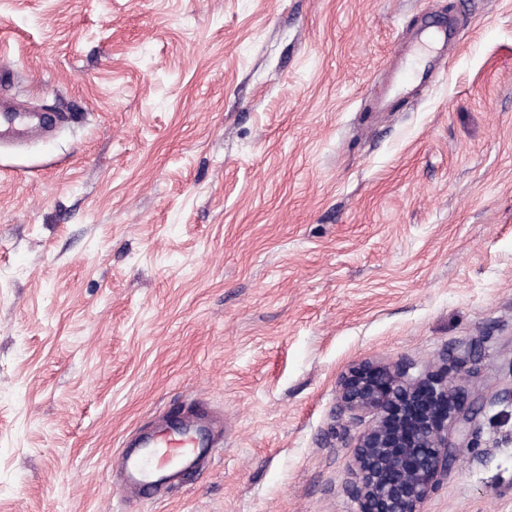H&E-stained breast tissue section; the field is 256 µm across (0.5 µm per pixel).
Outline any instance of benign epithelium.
<instances>
[{
  "instance_id": "1",
  "label": "benign epithelium",
  "mask_w": 512,
  "mask_h": 512,
  "mask_svg": "<svg viewBox=\"0 0 512 512\" xmlns=\"http://www.w3.org/2000/svg\"><path fill=\"white\" fill-rule=\"evenodd\" d=\"M413 364L363 363L339 382V411L373 423L354 445V480L347 487L360 512H420L455 460L456 427L467 444L472 405L448 376L412 373Z\"/></svg>"
}]
</instances>
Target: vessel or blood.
<instances>
[{"mask_svg": "<svg viewBox=\"0 0 512 512\" xmlns=\"http://www.w3.org/2000/svg\"><path fill=\"white\" fill-rule=\"evenodd\" d=\"M211 444L209 431L195 418L171 433L143 435L139 452L120 458L123 483L126 489L155 494L171 489L194 471L197 458Z\"/></svg>", "mask_w": 512, "mask_h": 512, "instance_id": "1", "label": "vessel or blood"}]
</instances>
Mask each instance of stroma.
Instances as JSON below:
<instances>
[{
	"label": "stroma",
	"instance_id": "stroma-1",
	"mask_svg": "<svg viewBox=\"0 0 512 512\" xmlns=\"http://www.w3.org/2000/svg\"><path fill=\"white\" fill-rule=\"evenodd\" d=\"M10 103L56 125L0 118V512H358L339 381L399 361L475 408L421 512H512V0H0ZM200 420L188 419L173 433L143 435L139 452L120 457L119 470L126 489L159 494L193 472L197 458L212 444Z\"/></svg>",
	"mask_w": 512,
	"mask_h": 512
}]
</instances>
